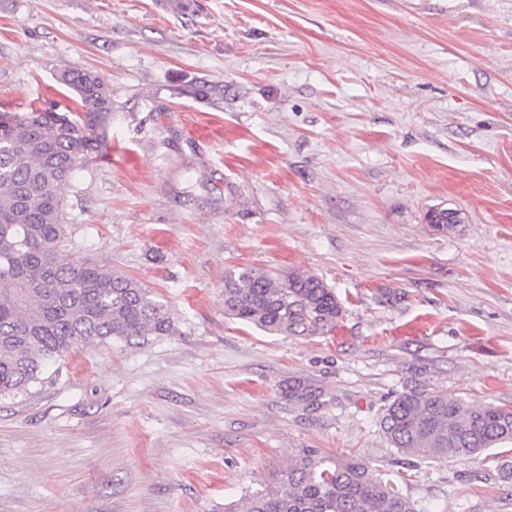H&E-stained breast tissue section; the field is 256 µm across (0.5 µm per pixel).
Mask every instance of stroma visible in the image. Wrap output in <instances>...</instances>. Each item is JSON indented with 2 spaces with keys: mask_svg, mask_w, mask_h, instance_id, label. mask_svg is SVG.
<instances>
[{
  "mask_svg": "<svg viewBox=\"0 0 512 512\" xmlns=\"http://www.w3.org/2000/svg\"><path fill=\"white\" fill-rule=\"evenodd\" d=\"M68 69L112 114L63 221L175 329L88 342L0 397V512H224L301 448L393 472L378 411L412 378L512 409V0H0V113L75 111ZM241 265L318 275L336 328L225 317ZM291 377L335 404L290 409ZM508 466L512 445L421 460L402 491L512 512Z\"/></svg>",
  "mask_w": 512,
  "mask_h": 512,
  "instance_id": "1",
  "label": "stroma"
}]
</instances>
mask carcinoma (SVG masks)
Returning <instances> with one entry per match:
<instances>
[{
	"label": "carcinoma",
	"mask_w": 512,
	"mask_h": 512,
	"mask_svg": "<svg viewBox=\"0 0 512 512\" xmlns=\"http://www.w3.org/2000/svg\"><path fill=\"white\" fill-rule=\"evenodd\" d=\"M81 113L32 109L0 113V396L24 393L44 369L90 340L107 343L166 336L168 307L137 280L77 254L63 224L62 189L104 145L112 90L89 70L61 74ZM437 231L457 222L435 209ZM224 314L266 333L314 336L342 315L336 293L320 277L284 278L242 266L224 272ZM288 407L306 415L332 406L327 389L308 377L280 387ZM380 429L409 469L414 459L444 462L512 443V410L475 406L407 381L381 408ZM397 472L391 478L357 456L301 448L271 490L257 491L225 512H415Z\"/></svg>",
	"instance_id": "cac0c4a2"
}]
</instances>
